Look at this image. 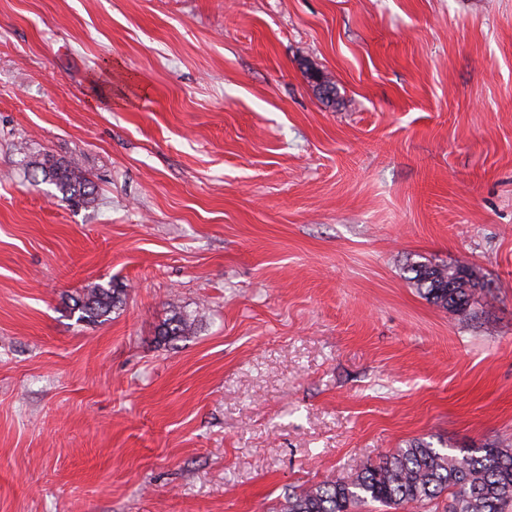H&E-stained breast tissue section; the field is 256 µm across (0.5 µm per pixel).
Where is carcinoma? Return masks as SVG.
Instances as JSON below:
<instances>
[{"mask_svg": "<svg viewBox=\"0 0 512 512\" xmlns=\"http://www.w3.org/2000/svg\"><path fill=\"white\" fill-rule=\"evenodd\" d=\"M33 173L55 186L59 200L71 207L96 201L94 188L76 161L48 158L28 161ZM408 272L430 302L463 317L470 314L475 291L482 287L463 265L436 267L424 262ZM124 289L95 284L76 296L71 311L87 325L105 322L123 304ZM195 319L173 309L160 325V340L170 343L191 335ZM379 504L397 510L409 504L442 508L443 512H508L512 507V444L500 439L482 448H436L415 439L406 447L359 466L348 482L324 481L299 492L291 491L279 512H357Z\"/></svg>", "mask_w": 512, "mask_h": 512, "instance_id": "cac0c4a2", "label": "carcinoma"}]
</instances>
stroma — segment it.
<instances>
[{"label":"stroma","mask_w":512,"mask_h":512,"mask_svg":"<svg viewBox=\"0 0 512 512\" xmlns=\"http://www.w3.org/2000/svg\"><path fill=\"white\" fill-rule=\"evenodd\" d=\"M412 261L466 264L476 316ZM503 437L512 0H0V512H273ZM34 177L42 175V181L55 186L61 202L71 207L89 205L96 201L94 188L76 161L61 163L48 158H34L28 161ZM123 295L124 289L112 288V282L107 286L97 283L82 294L71 297V311L78 313L77 322L87 325L102 323L108 321L112 312L123 304ZM194 328L195 318L174 308L160 325L158 336L161 341L170 343L190 336Z\"/></svg>","instance_id":"1"}]
</instances>
